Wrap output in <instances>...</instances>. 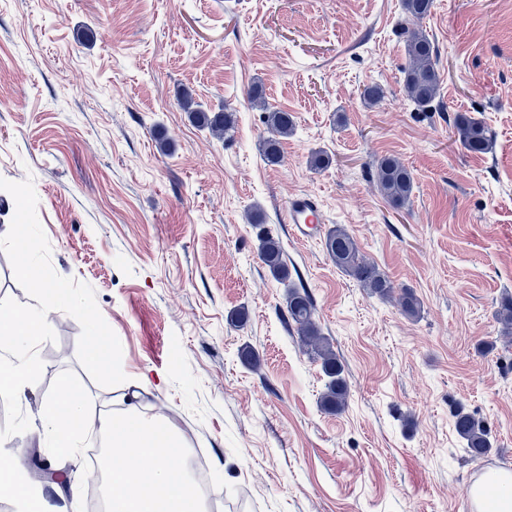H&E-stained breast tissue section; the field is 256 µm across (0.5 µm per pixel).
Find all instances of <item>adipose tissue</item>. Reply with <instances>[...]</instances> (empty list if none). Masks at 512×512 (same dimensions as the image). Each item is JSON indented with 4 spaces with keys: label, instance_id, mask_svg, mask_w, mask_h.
Returning a JSON list of instances; mask_svg holds the SVG:
<instances>
[{
    "label": "adipose tissue",
    "instance_id": "obj_1",
    "mask_svg": "<svg viewBox=\"0 0 512 512\" xmlns=\"http://www.w3.org/2000/svg\"><path fill=\"white\" fill-rule=\"evenodd\" d=\"M89 406V395L65 380L39 405L38 415L45 436L62 458L77 455L82 438L99 435L105 445L107 512H206L188 471L166 464L170 449L183 446L166 420L131 408L112 422L100 423L90 415ZM492 485L512 487V471H499L469 486L473 512H512V496L489 500Z\"/></svg>",
    "mask_w": 512,
    "mask_h": 512
}]
</instances>
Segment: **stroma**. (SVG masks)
Returning a JSON list of instances; mask_svg holds the SVG:
<instances>
[{"instance_id":"stroma-1","label":"stroma","mask_w":512,"mask_h":512,"mask_svg":"<svg viewBox=\"0 0 512 512\" xmlns=\"http://www.w3.org/2000/svg\"><path fill=\"white\" fill-rule=\"evenodd\" d=\"M410 26L402 0H0V178L33 180L53 270L93 288L126 383L149 375L146 414L186 446L171 466L203 455L220 512H470L473 480L512 471V341L495 319L512 293V0H435L422 20L440 111H417L403 90ZM257 84L296 121L277 165L248 99ZM372 84L381 102L363 98ZM183 89L230 104L234 130L193 124ZM457 111L488 126L490 153L456 142ZM320 150L333 157L324 170L309 164ZM386 155L413 173L400 210L377 188ZM300 193L415 292L419 318L338 269L322 236L294 237L286 210ZM256 211L288 283L258 256ZM291 284L311 294L345 367L342 412L322 409L321 366L284 320ZM49 325L42 376L19 394L30 427L0 446L50 460L79 490L65 512H85L89 457L53 456L32 407L69 379L93 416H115L126 383L86 373L74 317ZM459 405L490 428L485 460L463 452Z\"/></svg>"}]
</instances>
